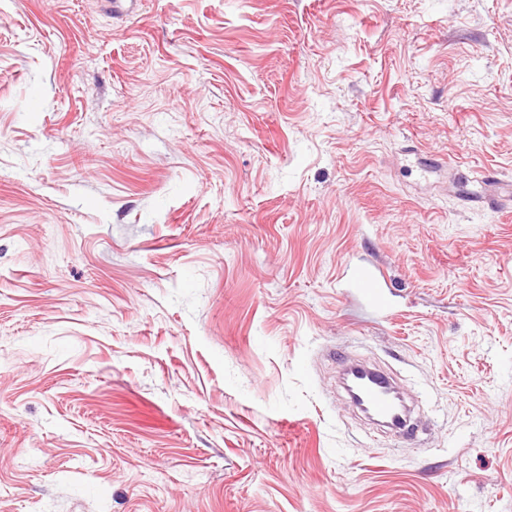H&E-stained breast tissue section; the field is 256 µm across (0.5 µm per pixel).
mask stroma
I'll return each mask as SVG.
<instances>
[{
  "instance_id": "35a3bbf8",
  "label": "stroma",
  "mask_w": 512,
  "mask_h": 512,
  "mask_svg": "<svg viewBox=\"0 0 512 512\" xmlns=\"http://www.w3.org/2000/svg\"><path fill=\"white\" fill-rule=\"evenodd\" d=\"M467 169L512 181V0H0V512H512ZM350 369L351 384L357 393V399L352 401L373 416L390 421L406 437L413 436L415 432L408 419L407 410L401 408L395 399L394 387L389 378L364 366L354 365Z\"/></svg>"
}]
</instances>
